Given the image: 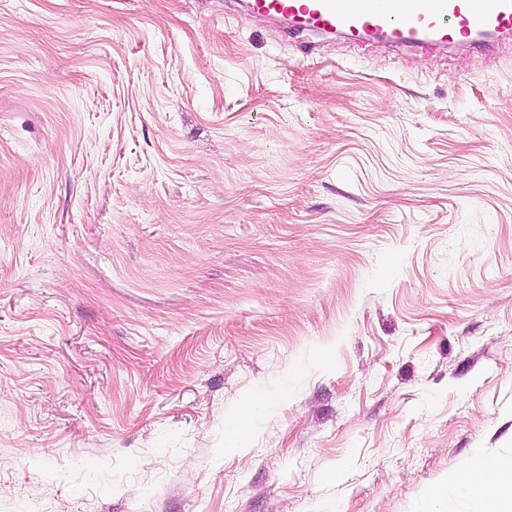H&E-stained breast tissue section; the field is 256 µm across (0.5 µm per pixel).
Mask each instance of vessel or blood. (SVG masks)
I'll return each mask as SVG.
<instances>
[{
	"instance_id": "1",
	"label": "vessel or blood",
	"mask_w": 512,
	"mask_h": 512,
	"mask_svg": "<svg viewBox=\"0 0 512 512\" xmlns=\"http://www.w3.org/2000/svg\"><path fill=\"white\" fill-rule=\"evenodd\" d=\"M246 8L353 43L454 48L512 32V0H247Z\"/></svg>"
}]
</instances>
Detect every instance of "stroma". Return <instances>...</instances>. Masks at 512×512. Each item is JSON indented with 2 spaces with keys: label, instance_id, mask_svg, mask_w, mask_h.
<instances>
[{
  "label": "stroma",
  "instance_id": "35a3bbf8",
  "mask_svg": "<svg viewBox=\"0 0 512 512\" xmlns=\"http://www.w3.org/2000/svg\"><path fill=\"white\" fill-rule=\"evenodd\" d=\"M512 459V40L0 0V512H420Z\"/></svg>",
  "mask_w": 512,
  "mask_h": 512
}]
</instances>
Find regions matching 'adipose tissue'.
I'll return each mask as SVG.
<instances>
[{
  "label": "adipose tissue",
  "mask_w": 512,
  "mask_h": 512,
  "mask_svg": "<svg viewBox=\"0 0 512 512\" xmlns=\"http://www.w3.org/2000/svg\"><path fill=\"white\" fill-rule=\"evenodd\" d=\"M446 488L460 495L480 496L485 512H512V466L506 467L487 457L448 477Z\"/></svg>",
  "instance_id": "adipose-tissue-1"
}]
</instances>
